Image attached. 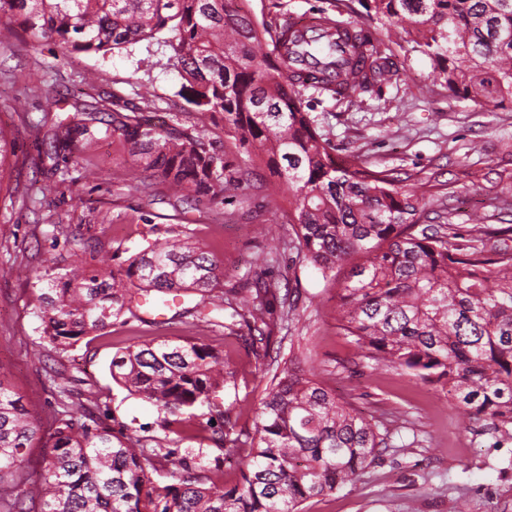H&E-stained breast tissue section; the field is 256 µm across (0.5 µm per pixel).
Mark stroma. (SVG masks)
Masks as SVG:
<instances>
[{"label": "stroma", "instance_id": "1", "mask_svg": "<svg viewBox=\"0 0 512 512\" xmlns=\"http://www.w3.org/2000/svg\"><path fill=\"white\" fill-rule=\"evenodd\" d=\"M363 2L249 0L248 7L267 20L284 15L308 22L326 14L386 38V28L371 21ZM391 54L400 79L379 93L350 100L303 88L319 133L337 155H354L371 168L408 178L427 203V223L450 222L467 235L477 212L487 229L512 225V107L450 93L435 80L431 60L408 47L392 46ZM167 58V48L154 41L104 56L68 57L49 41L34 46L20 31L0 44V131L12 145L0 169V371L44 427L79 404L113 431L147 436L163 447L171 435L161 413L116 383L109 363L117 351L146 342L204 344L233 373L234 386L221 397L231 408L232 425L254 432L276 367L224 333L223 311L206 324L194 310L197 295L187 293L167 307L146 306L139 317L57 353L42 339L37 289L11 272L20 264L71 271L105 263L118 270L130 250L187 234L218 257L224 286L245 277H289L297 316L274 337L281 360L317 374L339 398L380 423L386 446L360 480L309 499L304 512H455L462 498L470 501L471 512H512V444L494 448L500 433L492 421L465 418L450 408L446 394L402 372L369 368L339 335L337 288L311 264L297 261L286 222L271 221V175L265 167L247 171L237 197L190 204L158 181L149 194L123 183L120 173L132 161L117 142L93 145L77 163L60 160L59 177L35 166L42 140L36 127L45 113L63 117L73 104L99 96L128 114L173 120L181 131L206 127L213 147L240 162L243 151L225 137L221 115L199 118L179 96L182 79ZM309 336L317 344L310 358L303 350ZM182 445L202 449L206 464L221 460L220 470L206 468L199 475L228 487L239 482L240 464L251 453L243 446L225 458L223 442L199 422Z\"/></svg>", "mask_w": 512, "mask_h": 512}]
</instances>
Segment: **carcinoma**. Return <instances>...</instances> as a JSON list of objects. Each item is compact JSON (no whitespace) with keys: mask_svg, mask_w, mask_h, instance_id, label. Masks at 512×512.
<instances>
[{"mask_svg":"<svg viewBox=\"0 0 512 512\" xmlns=\"http://www.w3.org/2000/svg\"><path fill=\"white\" fill-rule=\"evenodd\" d=\"M235 0H0V26H23L62 55L108 54L169 34V68L186 80L178 95L204 116L220 114L224 136L247 160L236 165L210 149L206 130L187 133L81 104L49 126L38 160L101 140L120 142L177 197L201 201L241 188L259 163L275 178L272 214L288 218L297 256L327 283L350 267L339 288V334L372 361L400 370L451 397L470 417L512 424V248L488 245L481 229L464 241L456 225L418 229L423 207L415 188L356 157L341 158L304 109L300 88L360 98L393 84L399 71L387 46L355 23L323 16L319 40L295 45L288 20L257 22ZM373 20L397 30L427 56L448 91L512 104V0H366ZM219 265L201 246L155 240L128 259L126 280L103 266L83 273H40L35 308L43 339L64 352L139 306V295L191 290L198 317L232 333L260 359L270 356L281 286L264 281L232 295L229 321L212 320ZM203 345L164 340L128 347L110 364L112 379L164 414L169 432L205 405L213 433L231 447L253 448L238 485L205 483L198 455L178 459L173 482L152 478L160 454L140 439L118 436L75 407L55 420L40 464L41 491L29 480L27 450L41 424L0 372V512H302L305 501L360 480L383 444L378 421L314 375L285 367L261 399L254 433L234 432L217 393L232 372H217Z\"/></svg>","mask_w":512,"mask_h":512,"instance_id":"carcinoma-1","label":"carcinoma"}]
</instances>
